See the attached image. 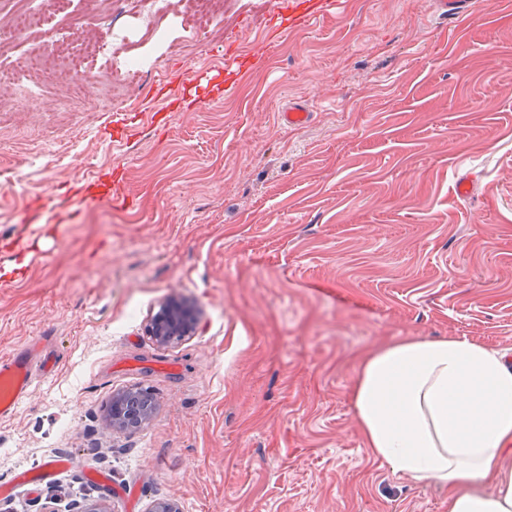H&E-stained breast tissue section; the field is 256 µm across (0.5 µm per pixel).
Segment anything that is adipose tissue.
Wrapping results in <instances>:
<instances>
[{"instance_id":"ef3b65f1","label":"adipose tissue","mask_w":512,"mask_h":512,"mask_svg":"<svg viewBox=\"0 0 512 512\" xmlns=\"http://www.w3.org/2000/svg\"><path fill=\"white\" fill-rule=\"evenodd\" d=\"M352 402L365 448L448 492V512H512V363L457 337H405L359 361ZM496 476L492 491L486 477Z\"/></svg>"}]
</instances>
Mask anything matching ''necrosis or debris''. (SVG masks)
Listing matches in <instances>:
<instances>
[{
    "label": "necrosis or debris",
    "mask_w": 512,
    "mask_h": 512,
    "mask_svg": "<svg viewBox=\"0 0 512 512\" xmlns=\"http://www.w3.org/2000/svg\"><path fill=\"white\" fill-rule=\"evenodd\" d=\"M57 2L65 7L63 19L66 25L58 48L73 64L71 81L77 94L89 108L110 106L119 109L126 105V98L99 88L97 75L89 66L90 60L109 61L112 73L119 75L123 84L142 86L143 77L150 70L149 58L141 50L143 31H150L152 41L157 44L167 47L172 44L169 29L153 26V14L165 12L170 14L172 22L180 23L186 13H193L195 24L190 32L196 37L209 33L219 17L217 6L222 0H184L177 6L172 0H101L104 9L99 13V20L101 25L108 27L109 35L105 40L94 42L80 38L81 23L78 16L68 11L69 0ZM131 3L138 4L139 9L131 13L129 23L113 26V12L124 11ZM37 58V51L29 48L16 54L9 70L0 69V94L36 100L42 88L31 73V64Z\"/></svg>",
    "instance_id": "obj_1"
}]
</instances>
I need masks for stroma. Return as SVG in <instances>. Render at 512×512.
Segmentation results:
<instances>
[{
  "mask_svg": "<svg viewBox=\"0 0 512 512\" xmlns=\"http://www.w3.org/2000/svg\"><path fill=\"white\" fill-rule=\"evenodd\" d=\"M281 7L224 0L203 42L176 30L143 90L122 87L118 142L65 73L36 101L0 98V238L35 198L98 197L0 287V354L44 334L59 354L0 421V481L71 461L8 512L49 495L57 512H446V491L367 453L351 387L363 354L409 336L512 357V0L453 27L430 0H345L280 41ZM228 53L247 75L195 100L196 66ZM294 101L310 125L281 122ZM112 174L129 205L101 198ZM172 295L200 322L160 347L145 326ZM135 387L155 412L113 431L112 395Z\"/></svg>",
  "mask_w": 512,
  "mask_h": 512,
  "instance_id": "stroma-1",
  "label": "stroma"
}]
</instances>
